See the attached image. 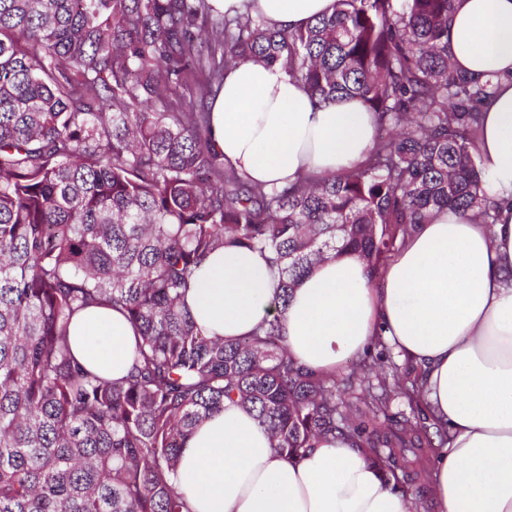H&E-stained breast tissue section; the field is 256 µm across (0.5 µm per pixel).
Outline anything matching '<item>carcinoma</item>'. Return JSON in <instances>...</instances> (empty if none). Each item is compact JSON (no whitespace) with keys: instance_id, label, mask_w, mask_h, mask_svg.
Masks as SVG:
<instances>
[{"instance_id":"1","label":"carcinoma","mask_w":512,"mask_h":512,"mask_svg":"<svg viewBox=\"0 0 512 512\" xmlns=\"http://www.w3.org/2000/svg\"><path fill=\"white\" fill-rule=\"evenodd\" d=\"M454 0H338L304 28L214 18L208 0H0V512H190L182 449L224 403L255 412L301 456L341 435L387 450L414 481L432 439L379 418L390 393L340 406L338 380L298 365L284 313L329 252L370 280L435 209L497 218L475 142L496 90L448 56ZM280 65L318 105L361 99L375 121L364 163L268 188L224 167L204 101L224 70ZM196 72V87L173 91ZM224 247L268 253L277 315L250 336L203 334L184 308ZM106 306L138 329L126 376L73 355L70 324Z\"/></svg>"}]
</instances>
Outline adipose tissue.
<instances>
[{
  "mask_svg": "<svg viewBox=\"0 0 512 512\" xmlns=\"http://www.w3.org/2000/svg\"><path fill=\"white\" fill-rule=\"evenodd\" d=\"M209 3L215 13L247 12L281 30L336 10V0ZM448 52L469 76L499 81L476 141L486 191L503 203L497 222L433 212L375 284L358 255L319 262L284 312L286 339L297 362L336 376L385 337L419 367L423 400L448 430L430 478L437 512H512V0H456ZM210 120L225 166L271 187L352 168L374 134L360 100L315 105L281 66L251 61L225 71ZM277 280L264 253L229 247L205 260L185 302L208 335L246 336L280 313ZM137 336L104 306L79 312L70 326L75 358L113 379L127 374ZM178 481L191 512L418 509L369 449L339 436L286 457L253 413L230 403L188 439Z\"/></svg>",
  "mask_w": 512,
  "mask_h": 512,
  "instance_id": "obj_1",
  "label": "adipose tissue"
}]
</instances>
